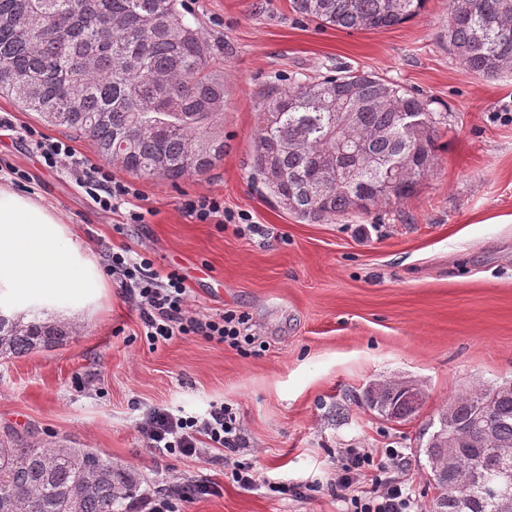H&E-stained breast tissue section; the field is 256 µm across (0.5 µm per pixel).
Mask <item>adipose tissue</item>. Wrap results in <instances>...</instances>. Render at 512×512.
<instances>
[{
    "label": "adipose tissue",
    "mask_w": 512,
    "mask_h": 512,
    "mask_svg": "<svg viewBox=\"0 0 512 512\" xmlns=\"http://www.w3.org/2000/svg\"><path fill=\"white\" fill-rule=\"evenodd\" d=\"M103 286L91 250L56 208L0 185V310L75 312Z\"/></svg>",
    "instance_id": "ef3b65f1"
}]
</instances>
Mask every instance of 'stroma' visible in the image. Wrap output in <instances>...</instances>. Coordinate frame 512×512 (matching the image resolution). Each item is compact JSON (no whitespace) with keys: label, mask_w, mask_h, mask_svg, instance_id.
Listing matches in <instances>:
<instances>
[{"label":"stroma","mask_w":512,"mask_h":512,"mask_svg":"<svg viewBox=\"0 0 512 512\" xmlns=\"http://www.w3.org/2000/svg\"><path fill=\"white\" fill-rule=\"evenodd\" d=\"M216 47L224 77V158L171 185L133 180L146 223L127 207H93L65 174L44 168L14 135L0 158L28 171L31 190L59 207L91 249L149 251L155 269L186 278L192 310L245 312L263 348L244 355L202 336L150 348L119 281L105 276L91 310L67 314L66 343L0 359V432L13 429L73 448H95L130 469L138 491L171 476L208 479L214 496L180 512H346L333 480L350 448L404 456L396 475L427 505L422 433L443 404L512 378V75L486 79L449 53L448 0L384 31L348 33L294 14L290 0H184ZM347 64L429 96L438 113L437 168L410 197L364 215L308 222L255 187L248 160L268 88ZM223 198L250 214V231L199 224L184 197ZM411 378L425 402L388 423L362 402L374 384ZM227 404L246 443L236 460L265 481L237 487L221 451L161 459L137 426L150 408L204 414ZM307 487L305 497L271 491Z\"/></svg>","instance_id":"stroma-1"}]
</instances>
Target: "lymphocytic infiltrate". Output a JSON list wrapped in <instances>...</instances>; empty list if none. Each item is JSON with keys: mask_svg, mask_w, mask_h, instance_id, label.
<instances>
[{"mask_svg": "<svg viewBox=\"0 0 512 512\" xmlns=\"http://www.w3.org/2000/svg\"><path fill=\"white\" fill-rule=\"evenodd\" d=\"M30 152L43 166L66 173L101 210L110 211L129 204L127 221L142 224L147 211L131 207L139 199L138 189L130 182L116 179L111 169L96 159L79 154L69 140L51 138L38 128L25 127L22 135ZM184 212L200 224H250L247 214L226 210L223 199L201 195L185 200ZM106 272L119 277L127 299L139 313L142 334L150 346L168 344L184 336H204L245 351L254 340L247 331L248 317L234 310L215 316L191 315L187 307V286L178 270L158 273L150 255L127 250L104 255ZM138 433L146 448L155 455L200 457L215 449L235 452L243 440V428L236 416L224 406H212L205 416H182L165 409H155L138 424ZM402 457L397 450L386 451L382 460L365 453L350 454L336 472L337 490L359 483L367 471H383L399 466ZM209 483L172 482L166 493H143L133 503L134 512H175L177 503H191L213 495ZM351 512H410L413 503L403 482L392 478H376L366 496H352Z\"/></svg>", "mask_w": 512, "mask_h": 512, "instance_id": "f902f5d3", "label": "lymphocytic infiltrate"}]
</instances>
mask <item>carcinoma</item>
Masks as SVG:
<instances>
[{"label": "carcinoma", "instance_id": "1", "mask_svg": "<svg viewBox=\"0 0 512 512\" xmlns=\"http://www.w3.org/2000/svg\"><path fill=\"white\" fill-rule=\"evenodd\" d=\"M291 0L292 11L322 27L381 31L424 9L427 0ZM448 7L443 39L470 72L487 79L512 74V0H463ZM112 19V34L99 37ZM215 48L187 21L182 0H0V96L13 98L40 121L89 138L98 153L127 173L172 182L203 174L224 158V79ZM356 84L357 121L350 136L372 158L348 159L336 181L321 161L336 141V104ZM333 104L327 105L323 99ZM423 118L417 134L400 113ZM436 119L423 95L379 76L342 66L334 74L273 88L258 117L251 178L275 201L291 200L304 221L353 214L412 195L436 165ZM401 167L384 193L383 169ZM76 334L69 324L39 312L0 316V355L22 357L59 346ZM498 385L461 394L442 406L443 417L467 423L482 415L491 445L467 448L453 473L443 476L448 454L425 452L429 481L440 490L427 512H512V484L497 472L512 462V392ZM395 381L363 394L375 410L400 419L416 410L403 402ZM87 487L79 512H124L137 482L131 471L92 448H67L11 432L0 439V512H66L64 498Z\"/></svg>", "mask_w": 512, "mask_h": 512}]
</instances>
